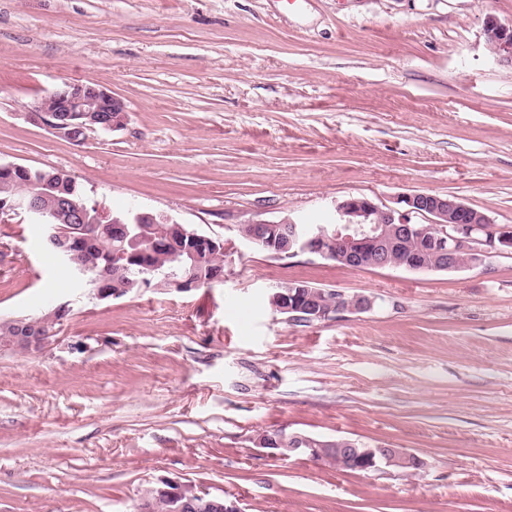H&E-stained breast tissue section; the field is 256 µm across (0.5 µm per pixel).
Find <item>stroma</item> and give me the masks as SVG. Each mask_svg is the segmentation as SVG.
<instances>
[{
    "label": "stroma",
    "instance_id": "1",
    "mask_svg": "<svg viewBox=\"0 0 512 512\" xmlns=\"http://www.w3.org/2000/svg\"><path fill=\"white\" fill-rule=\"evenodd\" d=\"M490 16L511 23L512 0H0V163L234 246L222 282L97 300L40 225L0 223V318L70 305L51 350L0 352V512H130L163 478L241 512H512V255L349 268L235 231L414 192L512 226V64ZM89 78L122 129L76 146L31 121ZM294 281L376 304L303 326L268 302ZM276 428L425 466L276 459L255 443ZM483 35L495 56L512 63V23L504 24L495 17H488L484 24Z\"/></svg>",
    "mask_w": 512,
    "mask_h": 512
}]
</instances>
